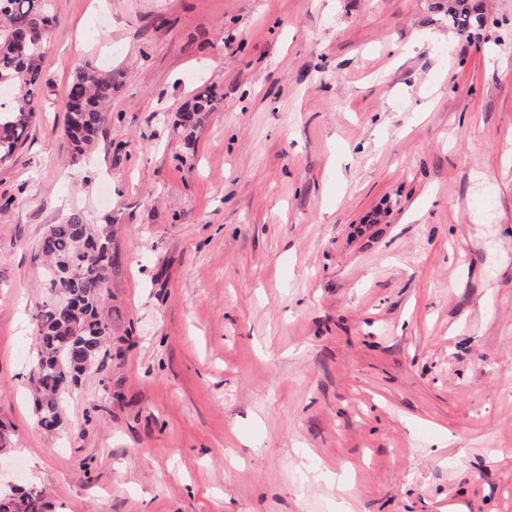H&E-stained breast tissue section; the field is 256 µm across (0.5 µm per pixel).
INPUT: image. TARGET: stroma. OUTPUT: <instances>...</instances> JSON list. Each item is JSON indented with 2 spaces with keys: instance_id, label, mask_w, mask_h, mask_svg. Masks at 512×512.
<instances>
[{
  "instance_id": "stroma-1",
  "label": "stroma",
  "mask_w": 512,
  "mask_h": 512,
  "mask_svg": "<svg viewBox=\"0 0 512 512\" xmlns=\"http://www.w3.org/2000/svg\"><path fill=\"white\" fill-rule=\"evenodd\" d=\"M432 3L53 0L0 165V485L52 512H512V0L475 33ZM85 63L112 103L76 162ZM75 210L112 230L109 341L48 431L39 241ZM112 88L111 71L87 64L78 66L67 83L63 131L73 160L84 158L94 145L112 103ZM219 101L220 99L211 89L197 92L192 100L187 102L178 113L179 125L184 129L194 130L200 122L199 112L215 110Z\"/></svg>"
}]
</instances>
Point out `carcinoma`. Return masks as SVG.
Masks as SVG:
<instances>
[{
	"instance_id": "carcinoma-1",
	"label": "carcinoma",
	"mask_w": 512,
	"mask_h": 512,
	"mask_svg": "<svg viewBox=\"0 0 512 512\" xmlns=\"http://www.w3.org/2000/svg\"><path fill=\"white\" fill-rule=\"evenodd\" d=\"M435 8L459 32L481 25L483 0H438ZM57 23L52 0H0V165L9 163L29 137L41 92L40 61L44 35ZM112 72L81 65L67 83L64 135L76 160L94 145L112 103ZM214 91L198 92L178 113L179 125L194 130L200 113L215 110ZM39 248L48 261L49 300L37 310L36 350L28 381L34 388L38 423L54 428L62 421L67 390L92 369L108 337L100 310L106 297L112 264L111 233L107 224H90L81 211L61 224H51ZM71 300L57 307V298ZM0 512H48L40 491L11 487L0 490Z\"/></svg>"
}]
</instances>
